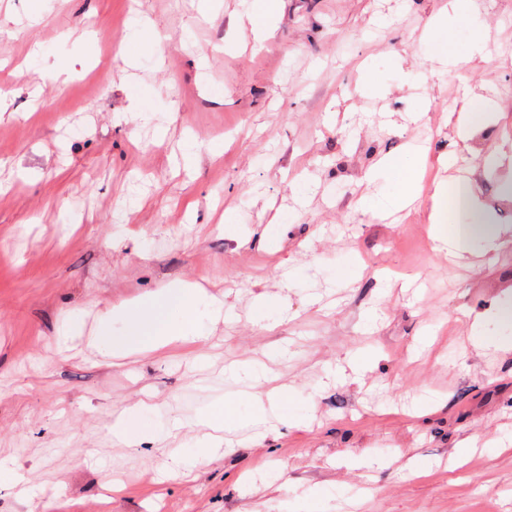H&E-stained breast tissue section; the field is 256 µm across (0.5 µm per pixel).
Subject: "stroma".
I'll list each match as a JSON object with an SVG mask.
<instances>
[{
    "label": "stroma",
    "instance_id": "stroma-1",
    "mask_svg": "<svg viewBox=\"0 0 512 512\" xmlns=\"http://www.w3.org/2000/svg\"><path fill=\"white\" fill-rule=\"evenodd\" d=\"M448 2L274 0L260 44L244 0H0V460L17 473L0 512H279L313 493L321 512H512V344L469 329L479 317L512 340L497 315L512 244L437 253L427 200L470 177L477 215L512 231V0H483L487 59L469 55L470 20L449 18L461 63L438 79L421 39ZM134 17L162 59L119 54ZM409 68L425 84L398 89ZM471 91L494 106L465 142L448 105ZM412 145L423 198L359 210L382 188L369 167ZM304 174L318 189L300 206ZM180 282L229 320L191 345L99 352L113 306ZM262 299L288 321L255 326ZM230 365L266 367L256 392L281 393L295 421L227 431L220 459L177 470L189 421L249 414ZM140 401L185 428L117 442Z\"/></svg>",
    "mask_w": 512,
    "mask_h": 512
}]
</instances>
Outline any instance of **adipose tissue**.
Returning <instances> with one entry per match:
<instances>
[{"label":"adipose tissue","mask_w":512,"mask_h":512,"mask_svg":"<svg viewBox=\"0 0 512 512\" xmlns=\"http://www.w3.org/2000/svg\"><path fill=\"white\" fill-rule=\"evenodd\" d=\"M426 52L438 64L437 77H444L459 60L448 52V14L439 12L424 35ZM379 171L385 172L387 185L381 196L362 199L365 211L379 214L386 209L415 200L421 182L420 153L409 150L399 157L382 158ZM448 190L438 184L429 201L431 238L437 252L459 253L468 243L497 250L508 239L506 233L478 222L467 229L448 221ZM220 302L207 298L202 289L188 283H179L167 290L151 294L132 305H122L112 311L113 318L125 322L127 335L113 336L110 327H103L99 344L112 355L125 356L134 352H155L177 342H197L205 335L207 321L221 315ZM239 420L232 407L222 405L202 415L195 423L199 431L196 439V464L207 463L217 446V434L230 429ZM171 422L156 413L153 406L139 403L129 408L115 424L113 431L127 445L136 446L151 439L160 441L168 437Z\"/></svg>","instance_id":"1"}]
</instances>
